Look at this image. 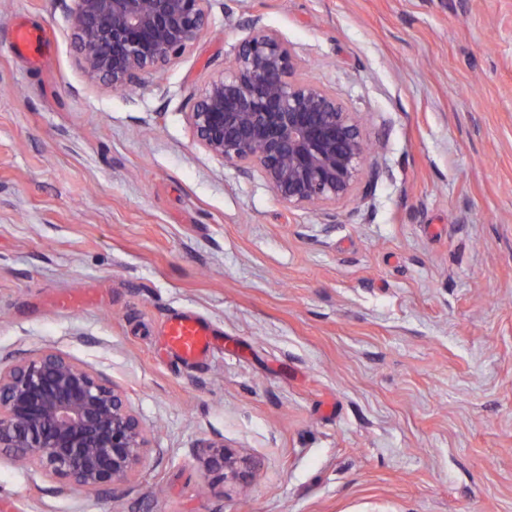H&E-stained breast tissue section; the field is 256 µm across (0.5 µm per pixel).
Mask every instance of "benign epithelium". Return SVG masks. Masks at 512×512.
<instances>
[{
	"label": "benign epithelium",
	"instance_id": "obj_1",
	"mask_svg": "<svg viewBox=\"0 0 512 512\" xmlns=\"http://www.w3.org/2000/svg\"><path fill=\"white\" fill-rule=\"evenodd\" d=\"M209 0H73L67 22L88 81L134 91L207 30ZM280 37L255 25L224 72L194 98L198 144L244 172L261 173L290 207L336 205L362 183L368 148L355 113L323 87L295 78ZM217 479L242 481L224 439L198 444ZM145 431L124 394L47 350L0 371V455L34 464L64 491L115 490L142 464Z\"/></svg>",
	"mask_w": 512,
	"mask_h": 512
}]
</instances>
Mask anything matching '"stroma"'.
Wrapping results in <instances>:
<instances>
[{
	"label": "stroma",
	"mask_w": 512,
	"mask_h": 512,
	"mask_svg": "<svg viewBox=\"0 0 512 512\" xmlns=\"http://www.w3.org/2000/svg\"><path fill=\"white\" fill-rule=\"evenodd\" d=\"M71 4L0 0V369L64 354L149 448L111 493L2 456L0 512H512V0H210L133 91L86 81ZM254 23L356 113L368 191L291 208L197 143ZM179 312L210 358L163 350ZM215 437L246 485L204 470ZM14 43L20 53L37 55L45 44V36L42 32L20 26L14 31Z\"/></svg>",
	"instance_id": "obj_1"
}]
</instances>
